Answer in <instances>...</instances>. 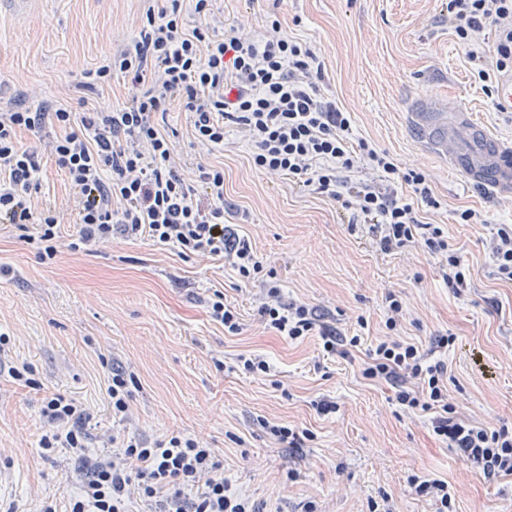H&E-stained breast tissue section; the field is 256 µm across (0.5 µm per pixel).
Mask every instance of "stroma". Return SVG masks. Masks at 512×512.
<instances>
[{
  "label": "stroma",
  "instance_id": "stroma-1",
  "mask_svg": "<svg viewBox=\"0 0 512 512\" xmlns=\"http://www.w3.org/2000/svg\"><path fill=\"white\" fill-rule=\"evenodd\" d=\"M34 11L0 7V108L58 101L97 109L121 107L129 83L113 79L79 90L85 71L135 37L146 0H32ZM215 15L256 35L277 15L289 36L306 42L324 68L322 92L350 112L359 136L400 167L421 168L440 210L424 214L444 225L448 243L470 274L462 296L441 278L442 260L420 247L377 251L366 229L350 231L334 203L254 168L236 131L210 161L224 168L231 227L248 237L287 297L313 307L325 322L365 342L386 336L385 296L403 305L400 333L422 343L451 333L448 398L467 419L512 427V286L494 277L490 240L512 224V196L472 184L413 132L409 114L421 98L453 101L499 137L512 140V112L495 108L448 27L444 0H216ZM166 129L176 131L182 172L195 180L200 157L189 146V114L172 103ZM482 214L460 223V210ZM223 260L185 258L145 240L114 236L98 250L62 248L40 263L17 231L0 224V496L21 512L62 499L74 462L66 450L42 458L40 408L61 393L89 408L88 447L111 436L152 444L192 435L214 448L233 486L268 512H369L387 500L391 512H437L435 501L408 483L418 474L452 486L457 512H512V479L488 482L436 436L427 418L403 410L387 383L365 380L360 352L324 358L319 336L292 341L254 316L257 284L238 290ZM222 288L242 315L243 331L225 335L207 313ZM364 317L367 328L356 319ZM266 357L269 374L236 370V357ZM33 365L40 388L22 386L8 367ZM134 372L138 386L128 422L116 423L105 399L112 368ZM335 401L316 413L311 402ZM310 430L300 448L274 444L262 421ZM298 470L289 480V470Z\"/></svg>",
  "mask_w": 512,
  "mask_h": 512
}]
</instances>
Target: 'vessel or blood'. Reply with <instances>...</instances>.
I'll return each instance as SVG.
<instances>
[{
	"mask_svg": "<svg viewBox=\"0 0 512 512\" xmlns=\"http://www.w3.org/2000/svg\"><path fill=\"white\" fill-rule=\"evenodd\" d=\"M415 133L474 184L512 194V142L492 135L465 112H415Z\"/></svg>",
	"mask_w": 512,
	"mask_h": 512,
	"instance_id": "b4317fda",
	"label": "vessel or blood"
}]
</instances>
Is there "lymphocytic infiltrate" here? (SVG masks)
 <instances>
[{"instance_id": "obj_1", "label": "lymphocytic infiltrate", "mask_w": 512, "mask_h": 512, "mask_svg": "<svg viewBox=\"0 0 512 512\" xmlns=\"http://www.w3.org/2000/svg\"><path fill=\"white\" fill-rule=\"evenodd\" d=\"M183 2L147 8L138 35L107 64L86 72L90 90L115 77L130 81L133 92L122 107L77 113L42 103L0 110V223L18 231L41 262L55 260L62 234L56 206L35 201L48 157L73 189L70 249L88 250L119 234L185 257L223 258L242 282L255 281L262 259L224 223L223 167L199 165L197 180L186 181L176 143L158 121L179 101L194 145L220 153L227 129L243 130L257 169L333 201L349 230L367 227L381 253L418 244L444 258L442 279L461 295L467 271L447 232L419 218L421 211L440 209L441 199L423 171L400 169L356 134L350 112L321 94L322 67L311 49L281 35L275 17L267 18L265 33L243 35L215 18L213 0H191L199 22L186 27ZM447 10L448 26L467 44L479 79L512 70V0H448ZM484 33L494 39L490 57L479 44ZM24 132L38 138L39 148L21 144ZM364 168L381 172L385 187L357 180ZM400 184L411 198L399 196ZM385 301L389 334L367 349L363 377L386 382L403 409L428 416L434 433L484 480L511 478L512 428L469 421L448 401L453 335L434 337L425 347L393 337L403 306L392 293ZM254 315L291 340L319 335L328 357L347 356L361 344L360 336L340 337L307 304L285 298L273 281L265 282ZM41 415L50 426L39 441L42 456L68 449L79 482L65 510L48 501L40 512H130L136 497L161 499V512H259L225 479L214 450L197 439L176 435L148 447L127 437L95 455L86 446L92 415L84 404L55 394L44 400Z\"/></svg>"}]
</instances>
